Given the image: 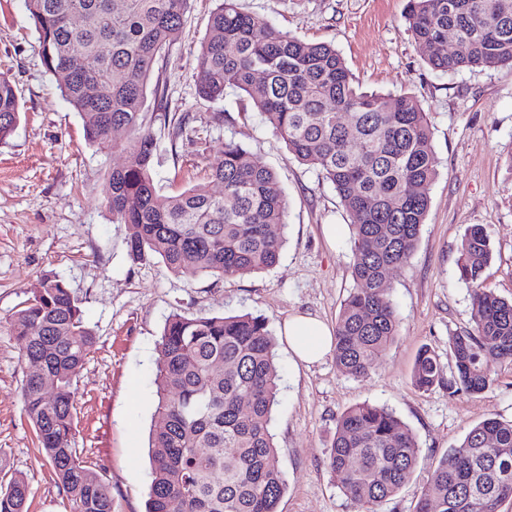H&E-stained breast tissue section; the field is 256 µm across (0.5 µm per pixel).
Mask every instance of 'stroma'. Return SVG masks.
I'll list each match as a JSON object with an SVG mask.
<instances>
[{"label": "stroma", "instance_id": "1", "mask_svg": "<svg viewBox=\"0 0 512 512\" xmlns=\"http://www.w3.org/2000/svg\"><path fill=\"white\" fill-rule=\"evenodd\" d=\"M237 3L292 36L334 45L363 90L412 94L429 116L439 175L416 251L390 272L399 334L360 380L339 372L330 354L311 365L295 361L283 322L306 314L335 325L354 286L348 215L334 188L289 156L259 112L241 113L238 94L199 98L197 56L217 0H190L181 39L155 67L170 114L191 120L177 136L156 129L152 176L160 192L179 193L229 139L275 170L289 204L280 260L224 280L177 274L157 258L129 260L127 229L113 223L104 202L106 176L124 164L127 136L115 134L109 149L85 141L79 114L43 63L25 0H0V73L14 82L21 112L0 142V468L25 476L26 512L70 510L36 447L21 398L26 366L4 324L47 275L69 285L95 338L76 379L75 446L103 467L113 512H145L158 342L175 312L269 319L280 366L273 430L287 478L280 512H358L325 464L336 420L353 405L388 406L418 441L413 475L382 512H413L449 448L485 419L512 420V362H492L495 382L475 396H449L443 384L422 391L411 381L421 348L447 361L449 336L472 326V289L457 270L469 227L482 226L490 239L484 288L512 300V68L432 70L407 31L408 0ZM329 224L335 236L326 234Z\"/></svg>", "mask_w": 512, "mask_h": 512}]
</instances>
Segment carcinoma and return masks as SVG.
Masks as SVG:
<instances>
[{
    "label": "carcinoma",
    "mask_w": 512,
    "mask_h": 512,
    "mask_svg": "<svg viewBox=\"0 0 512 512\" xmlns=\"http://www.w3.org/2000/svg\"><path fill=\"white\" fill-rule=\"evenodd\" d=\"M189 2L26 0V8L44 64L79 113L87 142L108 147L114 126L128 134L126 162L108 175L104 201L113 222L126 225L131 261L159 258L174 273L191 269L224 279L276 265L284 240L272 229L286 226L288 201L276 173L232 140L203 181L175 195L156 190L151 124L168 126L172 119L157 112L147 120L142 108L149 89L168 105L166 86L150 81L182 35ZM74 16L82 19L77 30ZM408 32L435 71L512 66V0H410ZM197 69L201 99L222 100L228 89L241 93L288 152L343 202L355 286L339 312L334 361L345 375L368 376L398 335L389 274L417 248L438 175L427 113L410 94L363 91L335 47L283 32L241 11L236 0H222L211 14ZM341 112L347 119L340 120ZM18 122L14 86L0 75V141ZM490 259L485 231L468 228L457 268L472 288V328L449 339L450 396L485 392L493 383L489 362L512 360V301L482 286ZM7 325L21 360L37 361L56 383L46 399L40 376L28 372L21 393L37 447L71 512H112L103 468L74 447V381L95 343L78 300L63 280L46 276L40 294L24 299ZM159 350L146 512H278L287 480L270 430L279 367L266 318L174 313ZM412 379L423 390L443 381L433 351L419 352ZM418 463L415 434L388 408L362 403L337 418L326 465L360 512H380ZM27 493L23 475L3 473L0 512H25ZM507 499L512 420L489 418L438 462L414 512H498Z\"/></svg>",
    "instance_id": "obj_1"
}]
</instances>
